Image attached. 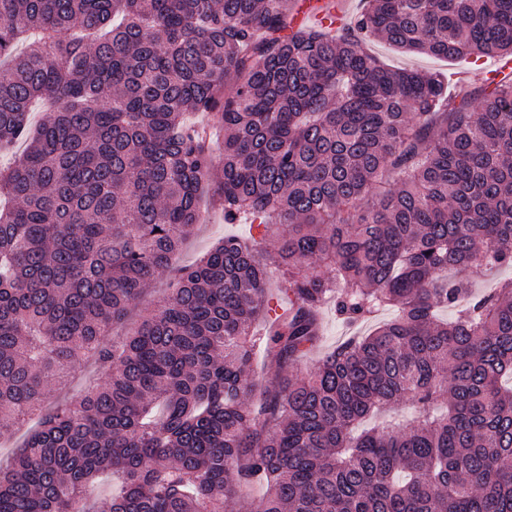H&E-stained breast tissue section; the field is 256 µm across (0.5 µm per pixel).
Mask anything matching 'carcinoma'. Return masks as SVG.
Here are the masks:
<instances>
[{
  "label": "carcinoma",
  "instance_id": "cac0c4a2",
  "mask_svg": "<svg viewBox=\"0 0 512 512\" xmlns=\"http://www.w3.org/2000/svg\"><path fill=\"white\" fill-rule=\"evenodd\" d=\"M366 2L357 31L397 49L512 56V0ZM292 22L289 0H0V150L24 145L0 169V440L36 418L0 512H90L106 474L108 512H226L256 481L253 512H512V280L448 279L512 264V78L474 115L440 73ZM188 112L219 116L221 167ZM211 188L276 239L288 306L254 333L267 248L231 237L107 341ZM329 299L398 316L288 372ZM83 358L102 376L46 407ZM404 401L417 420L357 432Z\"/></svg>",
  "mask_w": 512,
  "mask_h": 512
}]
</instances>
